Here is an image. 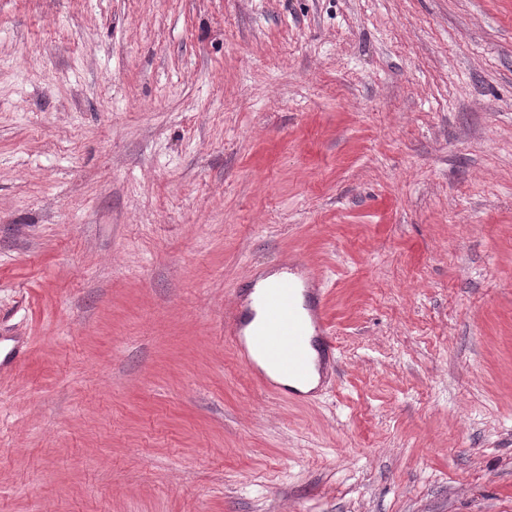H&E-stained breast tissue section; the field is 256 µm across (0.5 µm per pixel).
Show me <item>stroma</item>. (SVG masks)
I'll use <instances>...</instances> for the list:
<instances>
[{"mask_svg": "<svg viewBox=\"0 0 512 512\" xmlns=\"http://www.w3.org/2000/svg\"><path fill=\"white\" fill-rule=\"evenodd\" d=\"M0 512H512V0H0ZM286 275H271L261 280L257 287L270 285L257 296V305L262 309L263 318L255 329V343L261 351L264 361L256 354L251 336H246L248 351L256 363L278 383L288 387L308 391L313 389L319 379L314 360L317 354L312 350L311 372L308 381L297 384L281 375L294 378L298 382L307 379L309 373V345L314 343L320 349L322 384L334 376L337 363L336 344L329 324L323 301V288L320 279L307 271L305 265L297 259H289L281 264ZM277 281V282H275ZM275 282V283H274ZM302 289L305 302L299 306L298 293ZM244 311L238 303L224 309V331L239 352H243L247 368L253 373L259 384L270 389L269 378L265 371L254 368L246 357L243 345V329L246 326ZM309 326L313 335L309 336ZM279 374H277V373Z\"/></svg>", "mask_w": 512, "mask_h": 512, "instance_id": "stroma-1", "label": "stroma"}]
</instances>
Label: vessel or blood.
Returning <instances> with one entry per match:
<instances>
[{
	"label": "vessel or blood",
	"instance_id": "b4317fda",
	"mask_svg": "<svg viewBox=\"0 0 512 512\" xmlns=\"http://www.w3.org/2000/svg\"><path fill=\"white\" fill-rule=\"evenodd\" d=\"M283 278L260 293L256 299L263 312L255 329V343L267 364L255 370L261 386H268V371L305 381L309 373L308 348L317 345L322 357L321 377L332 379L337 354L332 329L323 301L319 278L296 259L282 263ZM246 317L240 305L224 310V331L235 347L243 345Z\"/></svg>",
	"mask_w": 512,
	"mask_h": 512
}]
</instances>
